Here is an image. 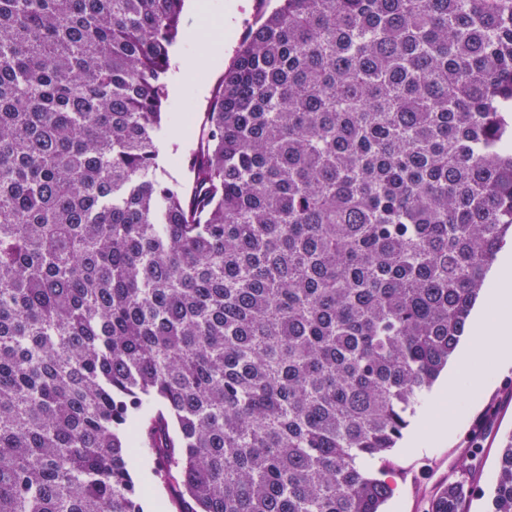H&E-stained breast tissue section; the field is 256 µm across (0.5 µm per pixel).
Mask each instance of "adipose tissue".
<instances>
[{
    "label": "adipose tissue",
    "mask_w": 512,
    "mask_h": 512,
    "mask_svg": "<svg viewBox=\"0 0 512 512\" xmlns=\"http://www.w3.org/2000/svg\"><path fill=\"white\" fill-rule=\"evenodd\" d=\"M467 343L458 363L442 386L447 406L425 417L412 436L410 447H430L456 433L463 417L461 401L492 376L494 369L512 366V258L503 257L480 311L466 331Z\"/></svg>",
    "instance_id": "ef3b65f1"
}]
</instances>
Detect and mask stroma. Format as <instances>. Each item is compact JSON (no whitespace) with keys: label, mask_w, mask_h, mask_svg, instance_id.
Listing matches in <instances>:
<instances>
[{"label":"stroma","mask_w":512,"mask_h":512,"mask_svg":"<svg viewBox=\"0 0 512 512\" xmlns=\"http://www.w3.org/2000/svg\"><path fill=\"white\" fill-rule=\"evenodd\" d=\"M223 77L220 68L208 70L203 80L197 71L183 73L175 66L170 69L169 82L180 85L181 91L169 96L165 103L163 131L166 152L177 153L183 160L182 165L168 169L182 185H189L191 180L186 161L194 148L192 128L204 121L213 91ZM473 401L471 413L448 441L422 451L401 445L387 455L395 494L388 501L386 512H427L436 489L456 479L461 462L469 457L482 473V485H489L498 465L501 440L512 433V369L500 373L489 389L474 394ZM475 433L481 434L482 439L473 456L469 445Z\"/></svg>","instance_id":"35a3bbf8"}]
</instances>
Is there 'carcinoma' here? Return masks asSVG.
I'll use <instances>...</instances> for the list:
<instances>
[{
	"label": "carcinoma",
	"mask_w": 512,
	"mask_h": 512,
	"mask_svg": "<svg viewBox=\"0 0 512 512\" xmlns=\"http://www.w3.org/2000/svg\"><path fill=\"white\" fill-rule=\"evenodd\" d=\"M183 5L0 0V512H144V449L177 512H382L365 464L512 232V0H277L188 189L157 175Z\"/></svg>",
	"instance_id": "1"
}]
</instances>
